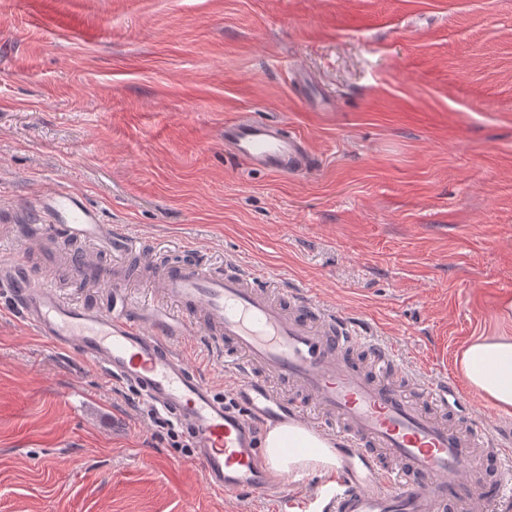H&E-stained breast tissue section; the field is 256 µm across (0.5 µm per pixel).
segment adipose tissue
<instances>
[{"label": "adipose tissue", "mask_w": 512, "mask_h": 512, "mask_svg": "<svg viewBox=\"0 0 512 512\" xmlns=\"http://www.w3.org/2000/svg\"><path fill=\"white\" fill-rule=\"evenodd\" d=\"M454 365L465 383L493 408L512 410V336L476 337L456 355ZM263 446L279 473L336 463L332 443L301 427H273Z\"/></svg>", "instance_id": "adipose-tissue-1"}]
</instances>
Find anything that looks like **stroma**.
I'll return each mask as SVG.
<instances>
[{
	"label": "stroma",
	"mask_w": 512,
	"mask_h": 512,
	"mask_svg": "<svg viewBox=\"0 0 512 512\" xmlns=\"http://www.w3.org/2000/svg\"><path fill=\"white\" fill-rule=\"evenodd\" d=\"M242 113L304 136L315 166L226 155ZM57 185L165 259H234L363 318L405 392L460 382L467 340L512 335V0H0V211ZM18 256L105 298L0 221ZM98 260L153 297L154 269ZM175 343L232 395L206 336ZM129 391L0 314V512H267L210 492Z\"/></svg>",
	"instance_id": "obj_1"
}]
</instances>
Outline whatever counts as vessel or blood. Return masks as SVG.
I'll use <instances>...</instances> for the list:
<instances>
[{
    "label": "vessel or blood",
    "mask_w": 512,
    "mask_h": 512,
    "mask_svg": "<svg viewBox=\"0 0 512 512\" xmlns=\"http://www.w3.org/2000/svg\"><path fill=\"white\" fill-rule=\"evenodd\" d=\"M226 152L259 170L297 174L313 165L302 136L276 124L239 116L224 122ZM30 213L21 235L47 243L45 260L72 247L74 276L104 287V304L68 300L53 282L38 279L27 260L0 261V292L11 311L49 345L78 352L111 379L137 387L174 414L191 433L208 490L234 496L250 492L269 512H310L302 490L288 491L261 444L272 426L301 425L336 434L342 449L322 512H454L469 503L512 500V441L493 436L486 422L462 426L423 412L461 403L455 384L420 380L419 399L390 378L400 355L379 342L367 325L325 304L309 290L294 291V309L273 302L260 273L226 275L199 260L163 261L156 271L157 298L132 303L111 268L88 249L104 246L129 258L139 248L103 223L99 212L63 186L23 203ZM204 333L225 368L241 367L234 404H225L169 342ZM368 351L365 373L350 350ZM275 377L283 384L274 389ZM494 457L493 475L472 465L476 453Z\"/></svg>",
    "instance_id": "vessel-or-blood-1"
}]
</instances>
